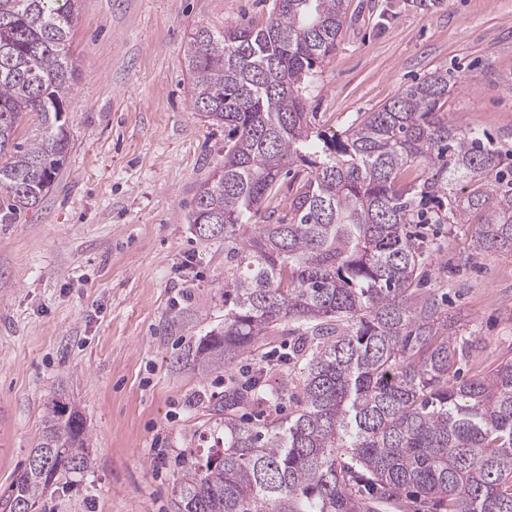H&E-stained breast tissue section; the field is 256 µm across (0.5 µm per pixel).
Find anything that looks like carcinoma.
<instances>
[{"label": "carcinoma", "instance_id": "cac0c4a2", "mask_svg": "<svg viewBox=\"0 0 512 512\" xmlns=\"http://www.w3.org/2000/svg\"><path fill=\"white\" fill-rule=\"evenodd\" d=\"M78 0H0V224L52 192L70 146ZM345 0H272L261 28L196 27L193 105L227 128L224 163L189 216L224 242V325L200 340L207 374L296 334L288 372L265 368L229 395L207 451L173 484L181 512H385L409 497L448 512H512V360L456 378L451 316L415 288L428 263L412 224H470L472 248L512 253V178L481 133L438 112L448 73L406 86L335 141L310 131L302 85L336 50ZM310 164L288 214L283 167ZM418 175L398 183L404 170ZM436 170L428 175L429 169ZM479 185L468 193L459 185ZM297 406L277 411L288 387ZM274 405L261 424L247 404ZM83 413L45 407L9 512L88 469Z\"/></svg>", "mask_w": 512, "mask_h": 512}]
</instances>
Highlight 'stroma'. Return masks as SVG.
I'll return each instance as SVG.
<instances>
[{
    "mask_svg": "<svg viewBox=\"0 0 512 512\" xmlns=\"http://www.w3.org/2000/svg\"><path fill=\"white\" fill-rule=\"evenodd\" d=\"M336 50L304 89L313 130L345 132L403 87L447 72L439 110L483 131L512 166V0H346ZM269 0H79L69 53L71 148L52 194L0 224V503L25 468L47 403L83 411L92 464L40 512H178L176 475L230 389L285 356L276 337L231 370L195 350L224 324V245L187 216L224 160L222 126L193 108L185 49L197 26L265 24ZM471 224H421L424 288L447 302L459 376L512 359V254L473 253Z\"/></svg>",
    "mask_w": 512,
    "mask_h": 512,
    "instance_id": "obj_1",
    "label": "stroma"
}]
</instances>
